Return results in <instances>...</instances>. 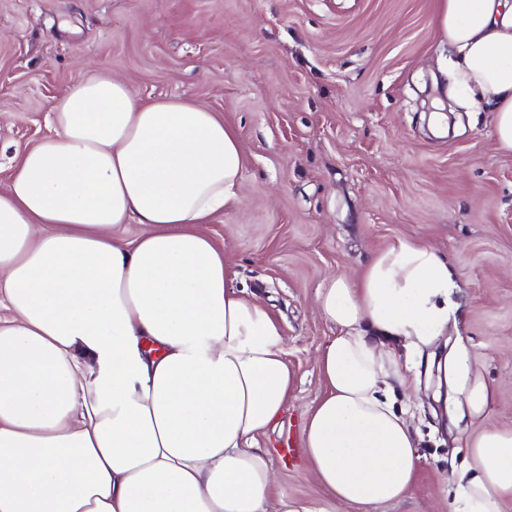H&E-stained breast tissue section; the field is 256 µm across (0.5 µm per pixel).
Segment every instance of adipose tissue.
Returning <instances> with one entry per match:
<instances>
[{
	"label": "adipose tissue",
	"instance_id": "ef3b65f1",
	"mask_svg": "<svg viewBox=\"0 0 512 512\" xmlns=\"http://www.w3.org/2000/svg\"><path fill=\"white\" fill-rule=\"evenodd\" d=\"M435 23L448 98L493 112L512 151V0H438ZM50 123L0 187V512H299L270 507L272 466L251 443L295 385L284 329L200 230L238 198L237 134L108 72L74 80ZM454 286L439 251L400 239L318 292L338 333L304 457L336 501L375 508L414 483L417 440L390 394L411 385L403 354L445 330ZM445 372L486 423L450 512H501L512 426L489 422L494 393L466 352Z\"/></svg>",
	"mask_w": 512,
	"mask_h": 512
}]
</instances>
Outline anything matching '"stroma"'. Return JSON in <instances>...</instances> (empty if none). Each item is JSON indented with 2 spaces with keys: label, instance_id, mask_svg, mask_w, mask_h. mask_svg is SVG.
I'll return each mask as SVG.
<instances>
[{
  "label": "stroma",
  "instance_id": "35a3bbf8",
  "mask_svg": "<svg viewBox=\"0 0 512 512\" xmlns=\"http://www.w3.org/2000/svg\"><path fill=\"white\" fill-rule=\"evenodd\" d=\"M435 11L436 0H0V185L51 134L54 99L103 69L142 99L195 101L237 133L239 200L203 230L224 247L235 287L285 329L296 386L253 445L270 452L273 499L315 512H367L305 474L304 430L325 393L316 359L338 332L316 295L395 240L448 259L457 308L415 356L416 386L397 394L417 477L376 512H434L472 463L463 440L482 425L436 410L437 353L466 349L495 393L491 422L512 425V153L483 109L433 132L427 108L450 57Z\"/></svg>",
  "mask_w": 512,
  "mask_h": 512
}]
</instances>
